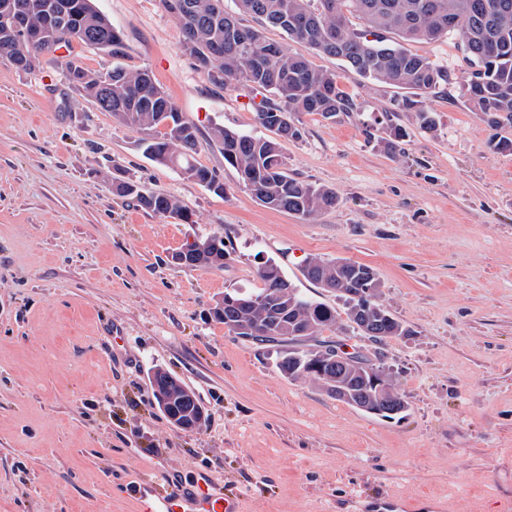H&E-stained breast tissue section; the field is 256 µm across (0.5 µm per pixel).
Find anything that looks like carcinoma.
Returning <instances> with one entry per match:
<instances>
[{"mask_svg":"<svg viewBox=\"0 0 512 512\" xmlns=\"http://www.w3.org/2000/svg\"><path fill=\"white\" fill-rule=\"evenodd\" d=\"M27 2L28 26L42 33L41 41L30 43L0 25V51L17 69H36L65 41L114 56L123 54V33L94 8L93 0H71L75 12L65 34L48 21L56 0ZM186 2L191 5V17L174 19L183 32L181 47L197 70L226 87L264 92V98L253 103V120L275 137L216 125L208 144L219 149L224 163L236 170L239 181L268 209L313 222L340 204L335 189L288 173L283 143L302 139V113L334 120L362 111L357 97L344 86L343 75L269 39L265 32L270 28L307 45L315 55L336 58L346 73L409 91L394 99L393 108L413 113L426 131L435 130L438 119L425 98L458 84L461 97L493 130L491 148L512 152V138L497 133L503 120H512V0H233L231 11L224 9V0ZM450 18L455 20L451 27ZM450 35L460 39L471 68L460 81L448 66L405 47L409 42L434 44ZM64 69L67 81L81 96L94 100L116 122L139 135V145L153 162L216 195L225 193L216 173L195 162L201 145L199 129L183 117L149 71L115 67L109 85L104 74L87 69L76 55L65 60ZM406 137L403 126L389 121L373 140L377 149L394 154ZM112 193L136 201L148 212L193 223V213L178 199L130 178H113ZM303 273L344 301L348 322L357 324L355 309L364 301L379 309L374 315L377 335L388 339L408 334V328L380 302L381 284L372 267L312 255ZM259 277L263 287L258 293L227 292L216 302L214 319L228 332L280 343L301 331L309 336L326 329L344 331L336 309L285 282L276 263L266 262ZM299 354L304 351L280 354L282 374L309 379L327 389L339 382L364 403L377 400V390L352 367L338 368L331 378L302 373L296 369Z\"/></svg>","mask_w":512,"mask_h":512,"instance_id":"obj_1","label":"carcinoma"}]
</instances>
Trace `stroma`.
Instances as JSON below:
<instances>
[{
  "label": "stroma",
  "instance_id": "obj_1",
  "mask_svg": "<svg viewBox=\"0 0 512 512\" xmlns=\"http://www.w3.org/2000/svg\"><path fill=\"white\" fill-rule=\"evenodd\" d=\"M124 35L121 59L79 48L85 66L146 69L200 130L195 156L216 196L151 161L137 135L68 84L60 58L31 73L0 52V512H135L137 484L165 472L242 494L244 512H361L377 499L443 512H512V153L458 86L429 98L436 131L392 112L398 89L355 75L361 115L300 117L290 174L342 202L306 223L263 207L208 145L214 125L256 132L249 100L220 88L181 48L160 0H94ZM392 118L409 136L380 152L364 124ZM122 175L186 204L194 221L112 193ZM224 238L222 269L186 268V242ZM318 254L371 266L384 306L409 335L359 347L407 403L387 419L276 367V344L210 316L224 293L256 292L276 262L300 291L343 310L305 279ZM165 370L208 419L186 432L150 384Z\"/></svg>",
  "mask_w": 512,
  "mask_h": 512
}]
</instances>
